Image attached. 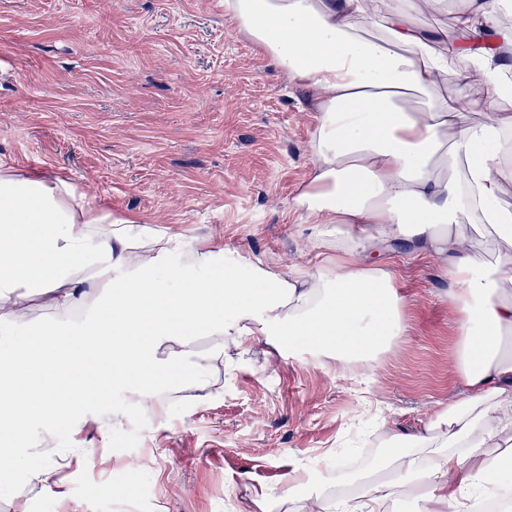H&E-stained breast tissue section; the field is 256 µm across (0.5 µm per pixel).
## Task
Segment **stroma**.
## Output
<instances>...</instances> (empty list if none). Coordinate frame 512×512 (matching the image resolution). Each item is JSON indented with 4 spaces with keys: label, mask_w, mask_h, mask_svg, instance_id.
Here are the masks:
<instances>
[{
    "label": "stroma",
    "mask_w": 512,
    "mask_h": 512,
    "mask_svg": "<svg viewBox=\"0 0 512 512\" xmlns=\"http://www.w3.org/2000/svg\"><path fill=\"white\" fill-rule=\"evenodd\" d=\"M315 114L236 32L222 0H0V158L65 175L119 217L193 243L306 271L328 255L291 202ZM410 330L373 366L313 345L245 341L212 362L210 398L153 414L112 396L109 433L65 421L31 438L56 462L46 484L0 477V512H308L289 461L350 493L391 458L374 423L405 434L460 393L459 338L438 262L390 254ZM365 464L337 469L336 455Z\"/></svg>",
    "instance_id": "1"
}]
</instances>
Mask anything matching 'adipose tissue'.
Listing matches in <instances>:
<instances>
[{"label": "adipose tissue", "instance_id": "1", "mask_svg": "<svg viewBox=\"0 0 512 512\" xmlns=\"http://www.w3.org/2000/svg\"><path fill=\"white\" fill-rule=\"evenodd\" d=\"M224 15L316 114L307 184L292 200L336 262L296 273L115 217L63 175L0 159V467L45 483L54 464L24 439L36 425L112 428V395L163 412L165 390L209 384V357L249 339L314 344L372 360L409 332L385 253L397 240L439 261L459 334L461 399L438 405L386 482L316 497L309 512H385L394 488L417 512L512 501V10L464 0L462 44L432 47L395 0H224ZM488 93L448 98L449 72ZM493 237L495 264L475 251ZM17 288L47 290L52 318L20 336ZM499 449L488 460L489 449Z\"/></svg>", "mask_w": 512, "mask_h": 512}]
</instances>
